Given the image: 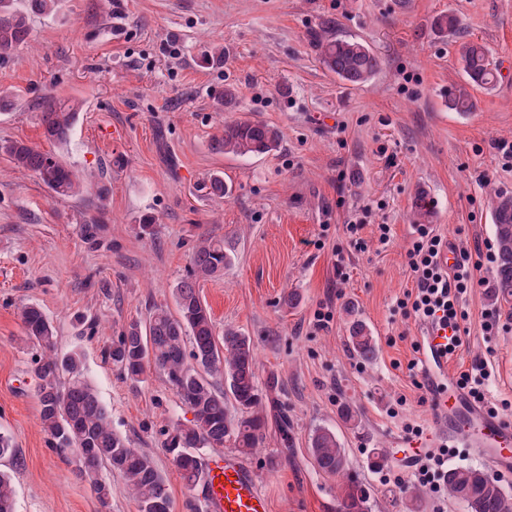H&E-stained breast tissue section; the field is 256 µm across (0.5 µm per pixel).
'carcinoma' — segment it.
<instances>
[{
	"label": "carcinoma",
	"instance_id": "cac0c4a2",
	"mask_svg": "<svg viewBox=\"0 0 512 512\" xmlns=\"http://www.w3.org/2000/svg\"><path fill=\"white\" fill-rule=\"evenodd\" d=\"M58 0H0V60L10 58L30 38V18L50 15ZM444 34L459 29L457 16L450 12L434 20ZM322 65L340 81L351 86L368 82L382 66V59L363 42L330 34L316 39ZM458 54L467 83L490 89L495 86L499 65L486 45L466 41ZM448 110L467 114L476 102L466 89L448 94ZM82 110L80 102L47 96L40 104V125L46 141L54 145L69 142ZM279 131L259 120L236 119L224 123V134L213 140V149L237 156H263L276 150ZM0 158L13 167L31 171L58 198H72L83 190L77 172L55 153L13 139H0ZM432 214L427 193L417 192L414 216L419 221ZM496 266L493 298L512 297V195L500 194L493 207ZM231 263L224 239L207 236L192 253L189 274L174 292L176 310L154 307L146 322H129L116 342L110 358L129 379L141 382L149 368L165 378L181 406L192 418L175 423L165 432L163 446L173 454L174 464L189 487L198 485L203 471L198 450L232 444L243 455L252 454L267 427L265 400L277 384L260 385L255 346L250 337L227 328L216 334L211 314L200 297V284L224 273ZM350 317L348 343L362 360L373 358L375 338L357 317L355 306L345 305ZM20 319L27 339L39 349L33 375L40 407V421L50 444L75 460V477L88 484L102 504L112 498L115 473L125 482L138 504L139 512H172L167 480L154 458L114 432L107 409L99 400L85 373L82 353L58 351L53 323L36 305L21 309ZM227 388L220 391L216 379ZM310 455L318 472L340 477L336 512H371V489L348 471L345 449L334 432L314 431ZM448 497L464 512H512V495L498 480L476 467L448 469L445 482ZM0 512H15V487L10 476L0 471Z\"/></svg>",
	"mask_w": 512,
	"mask_h": 512
}]
</instances>
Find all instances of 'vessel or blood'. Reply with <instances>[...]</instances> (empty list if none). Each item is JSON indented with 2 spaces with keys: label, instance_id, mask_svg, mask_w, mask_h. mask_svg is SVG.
Listing matches in <instances>:
<instances>
[{
  "label": "vessel or blood",
  "instance_id": "b4317fda",
  "mask_svg": "<svg viewBox=\"0 0 512 512\" xmlns=\"http://www.w3.org/2000/svg\"><path fill=\"white\" fill-rule=\"evenodd\" d=\"M448 336V329L441 325L427 326L423 338L427 365H434ZM432 398L444 431L442 445L481 449L485 461L497 472L512 473V422L482 411L455 389L435 392ZM207 496L218 512H269L268 501L250 473L230 459L213 466Z\"/></svg>",
  "mask_w": 512,
  "mask_h": 512
}]
</instances>
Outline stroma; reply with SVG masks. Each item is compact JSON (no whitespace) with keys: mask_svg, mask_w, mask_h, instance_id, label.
Wrapping results in <instances>:
<instances>
[{"mask_svg":"<svg viewBox=\"0 0 512 512\" xmlns=\"http://www.w3.org/2000/svg\"><path fill=\"white\" fill-rule=\"evenodd\" d=\"M448 11L460 30L444 37L432 23ZM30 26V45L0 61V91L15 96L0 112V139L44 146L42 99L82 102L70 141L53 151L90 184L57 199L37 175L0 159V433L15 449L0 470L14 480L16 512H138L120 477L102 505L72 457L50 448L36 351L19 316L28 304L53 322L60 351L83 352L113 428L165 474L172 512H194L203 490L184 484L160 434L186 411L161 375L127 380L108 350L131 320L173 307L208 234L223 238L232 262L200 296L217 330L251 337L258 376L277 380L291 424L292 448L271 425L259 450L240 457L270 512H336L337 481L315 470L308 451L319 427L337 433L351 472L372 490V512H403L418 482L390 438L409 423L438 435L426 383L454 386L472 363L492 371L486 406L508 403L502 416L512 420V301L493 300L492 263L460 302L468 332L443 372L425 373V324L401 305L414 286L406 252L417 191L432 203L428 228L460 251L493 243V197L512 194L496 149L512 141V71L492 90L473 89L471 114L446 107L466 84L461 41L512 61V0H59ZM330 30L381 57L366 84L323 68L313 37ZM214 48L223 58L201 64ZM230 82L239 94L224 108ZM245 117L279 129L275 152L212 149L226 121ZM216 173L230 196L210 194ZM147 218L155 235L141 230ZM86 224L100 225L96 239L84 236ZM381 224L390 227L385 243ZM293 291L300 303L290 309L283 299ZM349 302L377 340L372 361L346 346ZM321 309L332 318L319 328ZM345 401L356 425L338 415ZM373 448L388 456L382 469L368 465Z\"/></svg>","mask_w":512,"mask_h":512,"instance_id":"obj_1","label":"stroma"}]
</instances>
